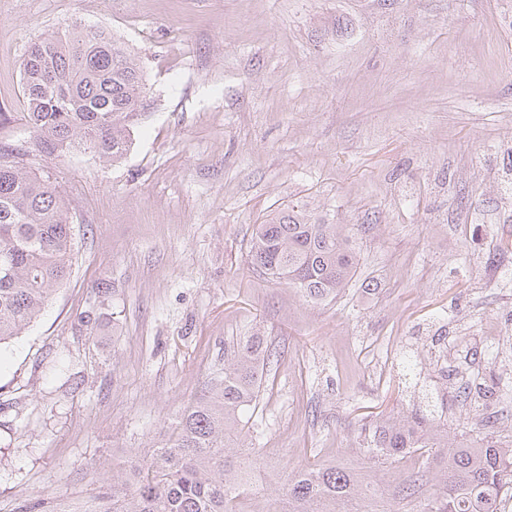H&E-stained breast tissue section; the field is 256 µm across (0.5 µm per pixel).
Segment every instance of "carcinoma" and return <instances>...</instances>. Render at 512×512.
<instances>
[{"instance_id":"obj_1","label":"carcinoma","mask_w":512,"mask_h":512,"mask_svg":"<svg viewBox=\"0 0 512 512\" xmlns=\"http://www.w3.org/2000/svg\"><path fill=\"white\" fill-rule=\"evenodd\" d=\"M21 121L34 150L62 157L91 150L117 160L128 150L143 109V74L124 47L94 26L31 42L21 62ZM71 225L58 187L26 170L22 154L0 146V345L41 314L70 275ZM254 268L319 304L341 293L359 257L341 224L282 212L256 226ZM273 356L263 336L224 343V371L207 394L184 406L176 425L146 458L112 471L106 512H363L360 501L377 469L416 455L435 470L428 512H497L512 492V447L485 437L455 438L434 425L432 412L386 417L362 428L364 466L310 464L285 478L270 506L249 493L264 467L245 448L264 366Z\"/></svg>"}]
</instances>
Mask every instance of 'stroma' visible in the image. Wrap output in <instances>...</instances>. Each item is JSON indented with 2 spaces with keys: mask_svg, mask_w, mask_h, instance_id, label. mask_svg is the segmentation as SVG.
<instances>
[{
  "mask_svg": "<svg viewBox=\"0 0 512 512\" xmlns=\"http://www.w3.org/2000/svg\"><path fill=\"white\" fill-rule=\"evenodd\" d=\"M95 25L144 74L121 159L34 151L30 39ZM0 145L60 186L68 280L0 346V512H107L147 454L265 336L276 360L245 437L270 480L355 466L369 420L443 397L449 435L512 443V0H0ZM306 210L357 225L361 261L315 305L252 268L257 224ZM411 463L383 468L403 497Z\"/></svg>",
  "mask_w": 512,
  "mask_h": 512,
  "instance_id": "stroma-1",
  "label": "stroma"
}]
</instances>
